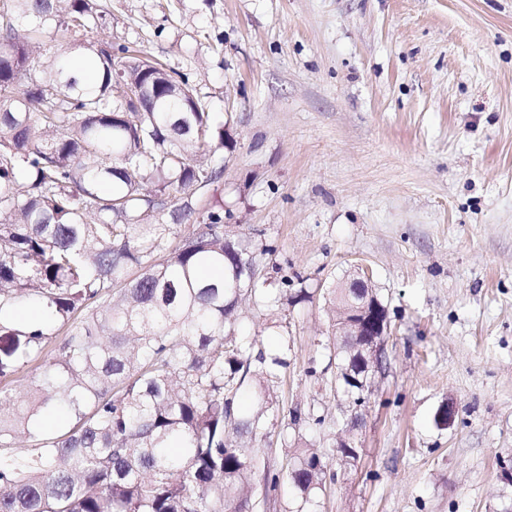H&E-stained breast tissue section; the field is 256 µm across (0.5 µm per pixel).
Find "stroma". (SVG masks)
<instances>
[{
    "mask_svg": "<svg viewBox=\"0 0 512 512\" xmlns=\"http://www.w3.org/2000/svg\"><path fill=\"white\" fill-rule=\"evenodd\" d=\"M107 3L96 38L185 75L233 142L197 208L249 240L242 332L287 362L257 447L325 452L318 512H512V0ZM357 268L391 331L347 464L329 291Z\"/></svg>",
    "mask_w": 512,
    "mask_h": 512,
    "instance_id": "35a3bbf8",
    "label": "stroma"
}]
</instances>
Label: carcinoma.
Listing matches in <instances>:
<instances>
[{
  "label": "carcinoma",
  "mask_w": 512,
  "mask_h": 512,
  "mask_svg": "<svg viewBox=\"0 0 512 512\" xmlns=\"http://www.w3.org/2000/svg\"><path fill=\"white\" fill-rule=\"evenodd\" d=\"M109 16L102 0H0V378L62 335L31 396L0 406V512H253L252 443L286 361L237 336L242 299L264 296L251 246L226 236L224 207L196 208L223 174L224 126L148 55L44 52ZM166 212L192 222L173 248ZM354 294L334 289L336 324ZM29 302L43 321L16 322ZM247 383L253 411L236 404ZM263 472L269 492L287 478L295 512L325 489L319 448Z\"/></svg>",
  "instance_id": "obj_1"
}]
</instances>
